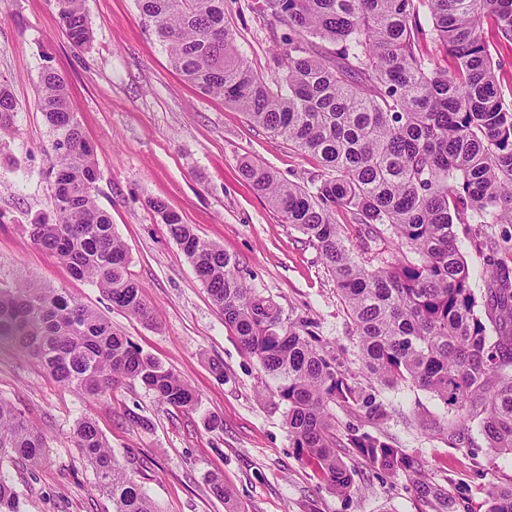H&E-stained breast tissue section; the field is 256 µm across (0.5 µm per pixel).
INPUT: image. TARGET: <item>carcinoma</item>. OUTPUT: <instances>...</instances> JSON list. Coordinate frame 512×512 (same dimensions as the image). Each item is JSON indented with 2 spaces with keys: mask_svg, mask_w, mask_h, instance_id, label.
I'll list each match as a JSON object with an SVG mask.
<instances>
[{
  "mask_svg": "<svg viewBox=\"0 0 512 512\" xmlns=\"http://www.w3.org/2000/svg\"><path fill=\"white\" fill-rule=\"evenodd\" d=\"M137 3L187 81L320 163L308 187L252 161L241 174L319 251L356 337L354 360L329 355L315 319L290 318L248 285L238 259L200 238L164 202H149L224 324L275 383L298 458L315 462L334 493L350 492L354 474L332 407L385 417L366 380L428 391L459 419L482 417L489 448L512 455V334L489 343L454 233L456 224H512V71L503 56L512 53V0H263L261 17L278 26L280 76L270 81L240 54L224 0ZM56 7L72 46H87L85 0H56ZM430 41L443 57L428 53ZM36 106L54 134V213L24 225L26 232L112 306L151 322L154 309L128 272L129 252L97 203L93 148L58 72L42 71ZM20 110L0 83V135ZM339 208L359 237L380 243L373 256L346 245ZM486 305L512 317L507 268L493 274ZM4 341L83 396L104 397L130 380L161 405L199 403L188 382L63 290L33 282L0 287ZM71 439L112 512H159L90 418L76 422ZM349 447L423 487L419 459L387 440L364 432ZM46 448L44 433L0 399V464L36 466ZM212 492L228 512H239L222 480H212ZM0 512H22L19 493L2 477ZM488 512H512V484L492 493Z\"/></svg>",
  "mask_w": 512,
  "mask_h": 512,
  "instance_id": "1",
  "label": "carcinoma"
}]
</instances>
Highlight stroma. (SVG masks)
Returning a JSON list of instances; mask_svg holds the SVG:
<instances>
[{"label": "stroma", "mask_w": 512, "mask_h": 512, "mask_svg": "<svg viewBox=\"0 0 512 512\" xmlns=\"http://www.w3.org/2000/svg\"><path fill=\"white\" fill-rule=\"evenodd\" d=\"M257 0H226L242 56L273 71L271 25ZM92 40L71 46L52 0H0V81L21 106L14 134L0 138V285L34 281L65 290L111 320L144 353L196 391L199 404L181 410L157 404L139 383L125 382L105 398L62 386L36 358L0 348V398L43 431L48 448L33 471L0 464L23 512H112L70 432L91 418L116 458L144 485L161 512H225L211 491L221 478L241 512H488L490 493L512 483V456L497 455L479 420L457 424L431 393L380 390L386 419L336 409L340 440L370 432L423 462L424 483L441 495L434 506L413 483L377 469L354 453L350 493H332L324 476L297 457L287 408L257 359L240 346L213 306L180 247L149 207L158 199L203 239L236 256L263 296L290 317L309 316L335 349L355 354L336 285L302 234L242 177L251 160L283 180L305 184L317 160L254 125L223 98L202 94L173 68L145 27L136 0H86ZM68 82L71 105L94 148L98 202L130 255V272L154 306L146 325L113 308L88 282L75 279L39 249L23 227L52 213L48 172L53 134L35 106L42 67ZM457 246L484 297L496 268L512 269V250L477 247L475 236L512 237V224L456 225ZM223 376H216L214 366ZM219 427H212L211 418Z\"/></svg>", "instance_id": "stroma-1"}]
</instances>
